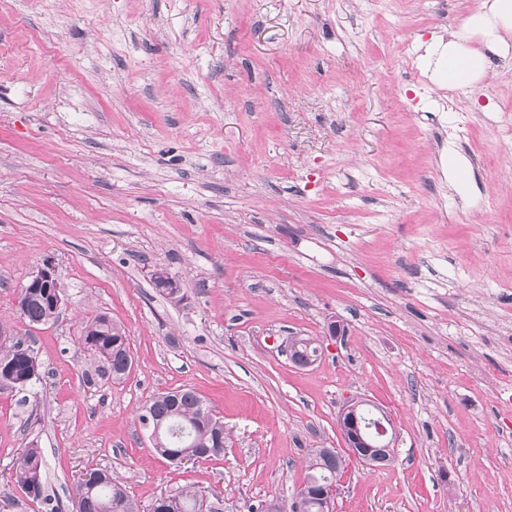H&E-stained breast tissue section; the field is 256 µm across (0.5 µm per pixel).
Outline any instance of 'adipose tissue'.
Listing matches in <instances>:
<instances>
[{
  "instance_id": "obj_1",
  "label": "adipose tissue",
  "mask_w": 512,
  "mask_h": 512,
  "mask_svg": "<svg viewBox=\"0 0 512 512\" xmlns=\"http://www.w3.org/2000/svg\"><path fill=\"white\" fill-rule=\"evenodd\" d=\"M512 52V0H481L447 40L426 46L419 64L436 87L451 89L482 81L492 57Z\"/></svg>"
}]
</instances>
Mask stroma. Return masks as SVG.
<instances>
[{"instance_id": "stroma-1", "label": "stroma", "mask_w": 512, "mask_h": 512, "mask_svg": "<svg viewBox=\"0 0 512 512\" xmlns=\"http://www.w3.org/2000/svg\"><path fill=\"white\" fill-rule=\"evenodd\" d=\"M479 3L0 0V343L40 366L0 386V512H46L14 476L30 443L61 512L90 469L145 508L287 503L354 398L395 460L347 456L333 512H512V54L452 91L402 55ZM48 260L65 302L32 328L18 296ZM99 314L128 339L118 382L81 344ZM184 387L222 457L155 452L141 408ZM318 358V347L308 338H295L291 343V360L299 367H306ZM220 494L205 488H179L160 496L150 512H223Z\"/></svg>"}]
</instances>
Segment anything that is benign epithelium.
<instances>
[{
    "label": "benign epithelium",
    "mask_w": 512,
    "mask_h": 512,
    "mask_svg": "<svg viewBox=\"0 0 512 512\" xmlns=\"http://www.w3.org/2000/svg\"><path fill=\"white\" fill-rule=\"evenodd\" d=\"M57 277L56 266L45 261L26 284L28 288H44L46 284ZM361 402L352 401L341 411L338 426L345 447L370 465L373 463L375 451L378 448H390L394 440V430L387 427L390 423L385 412H380L375 425L364 424L360 412Z\"/></svg>",
    "instance_id": "obj_1"
}]
</instances>
